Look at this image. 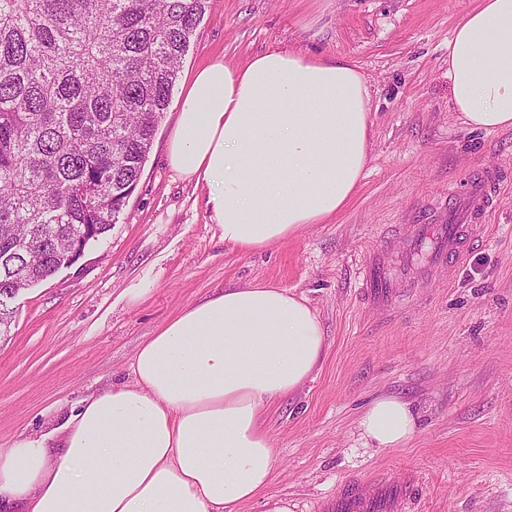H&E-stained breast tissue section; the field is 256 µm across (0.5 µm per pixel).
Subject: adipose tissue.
<instances>
[{
    "label": "adipose tissue",
    "mask_w": 512,
    "mask_h": 512,
    "mask_svg": "<svg viewBox=\"0 0 512 512\" xmlns=\"http://www.w3.org/2000/svg\"><path fill=\"white\" fill-rule=\"evenodd\" d=\"M448 78L469 126L512 129V0H476L462 15ZM369 99L343 59L274 49L216 61L189 79L168 163L207 189L225 243L251 252L345 208L369 161ZM325 350L317 314L288 289L214 293L139 346L129 380L0 449V512H233L275 469L262 406L294 393ZM415 425L393 396L360 420L380 448L403 445Z\"/></svg>",
    "instance_id": "adipose-tissue-1"
}]
</instances>
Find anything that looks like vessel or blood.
<instances>
[{
	"label": "vessel or blood",
	"mask_w": 512,
	"mask_h": 512,
	"mask_svg": "<svg viewBox=\"0 0 512 512\" xmlns=\"http://www.w3.org/2000/svg\"><path fill=\"white\" fill-rule=\"evenodd\" d=\"M501 177L487 169L464 190L449 189L447 211L430 216L428 223L413 225L403 241L399 269H392L388 248L369 255L360 289L373 304H391L399 278L415 279L417 273L445 269L449 260H463L474 225L483 223L497 202ZM415 485L414 477L395 481L390 473L354 483L325 505L326 512H405Z\"/></svg>",
	"instance_id": "1"
}]
</instances>
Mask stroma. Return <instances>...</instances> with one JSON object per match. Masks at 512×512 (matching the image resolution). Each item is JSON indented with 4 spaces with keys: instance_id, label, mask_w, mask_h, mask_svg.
Masks as SVG:
<instances>
[{
    "instance_id": "obj_1",
    "label": "stroma",
    "mask_w": 512,
    "mask_h": 512,
    "mask_svg": "<svg viewBox=\"0 0 512 512\" xmlns=\"http://www.w3.org/2000/svg\"><path fill=\"white\" fill-rule=\"evenodd\" d=\"M475 0H212L182 76L271 49L352 62L371 93V147L348 205L324 224L243 253L225 244L205 189L169 166L183 99L175 86L118 221L74 265L10 302L0 335V448L60 424L89 394L126 380L139 345L216 291L269 283L304 297L327 336L295 393L266 405L277 450L269 486L235 512H321L336 492L387 471L415 474L407 512H512V129L471 128L449 104L448 40ZM492 167L505 180L454 277L397 283L365 301L362 265L448 190ZM147 293L134 301L136 288ZM406 401L411 439L376 448L359 428L379 397Z\"/></svg>"
}]
</instances>
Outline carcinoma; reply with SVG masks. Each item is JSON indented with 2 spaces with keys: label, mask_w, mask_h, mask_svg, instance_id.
<instances>
[{
  "label": "carcinoma",
  "mask_w": 512,
  "mask_h": 512,
  "mask_svg": "<svg viewBox=\"0 0 512 512\" xmlns=\"http://www.w3.org/2000/svg\"><path fill=\"white\" fill-rule=\"evenodd\" d=\"M211 0H0V335L105 235Z\"/></svg>",
  "instance_id": "carcinoma-1"
}]
</instances>
